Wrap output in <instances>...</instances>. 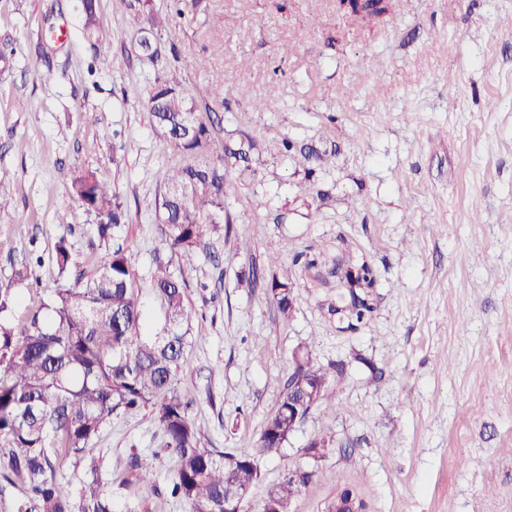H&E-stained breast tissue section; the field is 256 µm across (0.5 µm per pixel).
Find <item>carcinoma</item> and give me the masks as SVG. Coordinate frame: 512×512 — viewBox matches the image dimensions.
Returning a JSON list of instances; mask_svg holds the SVG:
<instances>
[{
  "label": "carcinoma",
  "mask_w": 512,
  "mask_h": 512,
  "mask_svg": "<svg viewBox=\"0 0 512 512\" xmlns=\"http://www.w3.org/2000/svg\"><path fill=\"white\" fill-rule=\"evenodd\" d=\"M128 9L142 17L138 46L146 52L145 37L158 39L180 16L185 0H172L175 13L154 7V0H125ZM96 0H81L86 38L107 42L112 33L103 29ZM149 112L164 149L196 159L173 167L167 191L155 200L157 223L164 226L163 244L190 253L204 248L211 235L231 231L220 225L224 214V165L229 160L248 161L256 148L253 140L233 148L215 143L213 109L205 113L174 72L155 77ZM70 188L82 206L99 219L100 230L120 224L124 211L119 196L91 170H74ZM71 255L65 239L56 247L60 274L68 272ZM274 279L270 292L282 318L291 315L288 282ZM152 292L163 307L159 332L146 333L139 292L134 287L132 252L116 249L90 275L72 286L57 289L23 323L0 319V496L8 487L23 489L9 512H112V492L107 489L99 459L90 444L121 415L149 408L163 438V451L174 463L170 494L190 505V512H235L240 494L261 477L258 455L246 450L226 451L200 446L201 429L190 416V402L178 386L185 366L189 336L183 327L191 313L186 302V280L157 264ZM353 327L373 312L360 294L341 296ZM299 369L323 384L320 402L335 392L342 374H331L309 355ZM288 440V386H283L275 414L266 421L260 448L276 452ZM159 452H133L128 466L135 481L151 487L155 482ZM73 459L81 477L77 489L63 485L56 473L62 459ZM302 486L284 480L266 494L265 512H291Z\"/></svg>",
  "instance_id": "cac0c4a2"
}]
</instances>
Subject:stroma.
<instances>
[{"instance_id":"35a3bbf8","label":"stroma","mask_w":512,"mask_h":512,"mask_svg":"<svg viewBox=\"0 0 512 512\" xmlns=\"http://www.w3.org/2000/svg\"><path fill=\"white\" fill-rule=\"evenodd\" d=\"M80 5L0 0V190L11 198L0 210V290L15 299L11 320L131 248L150 329L163 318L156 265L187 282L179 388L202 447L258 448L295 355L343 367L331 401L262 456L248 512L296 470L311 478L294 512H326L345 487L367 512H512V0H386L378 17L342 0H186L153 60L121 0H100L112 39L95 46ZM193 57L206 68H179ZM168 68L200 106L215 105L216 140L257 145L228 169L231 232L189 257L163 245L152 218L184 161L164 151L147 108ZM272 83L279 91L260 112L237 92L261 96ZM286 139L336 156L300 164ZM78 169L125 205L107 233L71 193ZM363 261L376 271L375 310L352 329L331 310L344 291L333 265ZM284 265L287 321L268 289ZM318 437L329 446L316 458L307 447ZM161 441L147 408L114 417L93 441L114 512H189L167 491L170 459L154 488L119 485L131 450Z\"/></svg>"}]
</instances>
